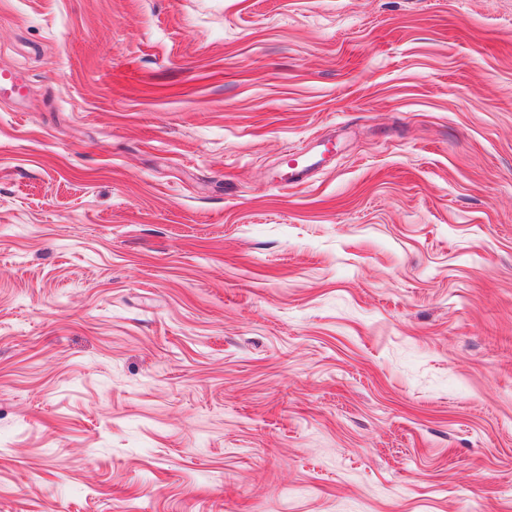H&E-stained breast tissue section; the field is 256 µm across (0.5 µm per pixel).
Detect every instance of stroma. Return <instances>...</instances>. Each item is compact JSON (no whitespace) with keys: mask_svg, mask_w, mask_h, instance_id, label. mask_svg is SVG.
I'll use <instances>...</instances> for the list:
<instances>
[{"mask_svg":"<svg viewBox=\"0 0 512 512\" xmlns=\"http://www.w3.org/2000/svg\"><path fill=\"white\" fill-rule=\"evenodd\" d=\"M1 69L0 512H512V0H0Z\"/></svg>","mask_w":512,"mask_h":512,"instance_id":"35a3bbf8","label":"stroma"}]
</instances>
